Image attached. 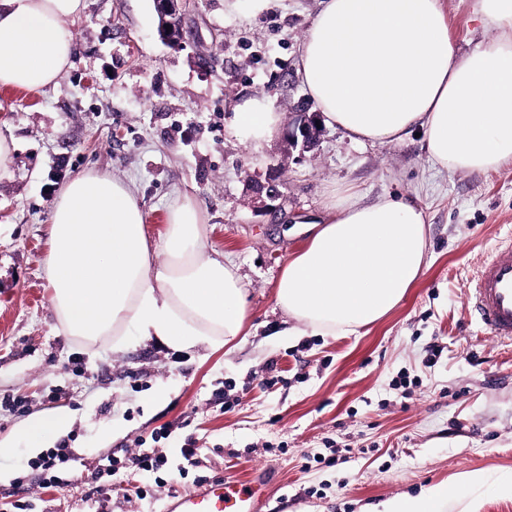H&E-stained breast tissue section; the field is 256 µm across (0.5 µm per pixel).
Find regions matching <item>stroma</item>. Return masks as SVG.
<instances>
[{
	"mask_svg": "<svg viewBox=\"0 0 512 512\" xmlns=\"http://www.w3.org/2000/svg\"><path fill=\"white\" fill-rule=\"evenodd\" d=\"M321 0H184V46L161 39L154 0H85L70 22L71 64L56 85L0 86V133L16 151L0 173V512H95V466L124 456L171 422L160 441L173 487L127 470L112 478V512H166L169 491L209 480L262 477L261 512H367L463 473L446 512H512V345L470 317L476 267L512 234V164L487 173L439 170L422 139L358 143L323 126L308 150L290 147L296 113L316 107L297 69ZM451 42L464 55L495 37L472 0H444ZM274 100L279 128L246 150L235 106ZM94 172L129 184L158 239L169 206H200L207 251L242 278L243 334L229 346L173 351L130 335L121 352L60 331L44 260L60 187ZM275 185L276 199L260 193ZM359 203L396 195L419 205L429 266L387 315L361 332L322 334L276 304L288 261L309 243L310 222L333 192ZM284 382L266 385L270 369ZM55 401H48V394ZM236 400L233 411L224 399ZM68 412L47 448L67 447L74 483L44 490L29 463L42 454L21 436L32 416ZM194 440L199 465L181 474ZM45 447V448H46ZM336 454L334 465L323 457ZM147 489L137 498L136 488Z\"/></svg>",
	"mask_w": 512,
	"mask_h": 512,
	"instance_id": "stroma-1",
	"label": "stroma"
}]
</instances>
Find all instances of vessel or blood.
<instances>
[{
	"instance_id": "b4317fda",
	"label": "vessel or blood",
	"mask_w": 512,
	"mask_h": 512,
	"mask_svg": "<svg viewBox=\"0 0 512 512\" xmlns=\"http://www.w3.org/2000/svg\"><path fill=\"white\" fill-rule=\"evenodd\" d=\"M467 308L493 338L512 343V236L490 249L471 281ZM255 481L209 482L172 496L168 512H260Z\"/></svg>"
}]
</instances>
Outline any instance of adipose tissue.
I'll return each instance as SVG.
<instances>
[{
  "label": "adipose tissue",
  "instance_id": "obj_1",
  "mask_svg": "<svg viewBox=\"0 0 512 512\" xmlns=\"http://www.w3.org/2000/svg\"><path fill=\"white\" fill-rule=\"evenodd\" d=\"M84 0H0V86L55 85L68 66L67 26ZM498 37L455 56L443 0H323L301 42L300 75L328 125L352 140L423 134L434 163L486 173L512 163V0H475ZM235 122L260 149L280 114L265 97L243 100ZM47 280L58 323L86 342L120 345L122 328L167 348L227 345L241 335L245 289L234 267L209 255L199 205L172 206L151 245L146 215L123 181L84 173L59 190L50 214ZM307 247L283 269L277 304L309 327L353 334L389 313L428 267L423 210L402 198L358 204L335 192ZM165 263L153 262L155 251ZM447 485L389 499L372 512H445Z\"/></svg>",
  "mask_w": 512,
  "mask_h": 512
}]
</instances>
